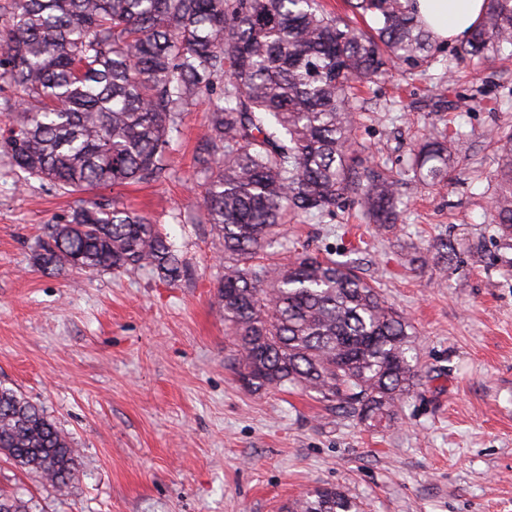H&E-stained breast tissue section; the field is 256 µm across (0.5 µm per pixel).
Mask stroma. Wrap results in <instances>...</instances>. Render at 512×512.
<instances>
[{
	"label": "stroma",
	"mask_w": 512,
	"mask_h": 512,
	"mask_svg": "<svg viewBox=\"0 0 512 512\" xmlns=\"http://www.w3.org/2000/svg\"><path fill=\"white\" fill-rule=\"evenodd\" d=\"M455 48L362 89L354 129L364 157L396 173L453 119L463 135L448 184L403 180L407 210L388 231L354 204L285 227L355 266L415 329L417 386L382 431L312 394L239 380L217 299L224 251L195 174L207 100L182 115L169 179L98 191L158 225L185 270L174 283L148 267L42 270L45 225L79 197L0 152V385L45 410L78 464L60 492L0 456V491L31 512H286L327 486L362 512H512V250L490 214L497 154L485 137L512 132V53L461 60ZM469 95L480 109L448 112ZM439 237L456 247L450 266L413 262Z\"/></svg>",
	"instance_id": "1"
}]
</instances>
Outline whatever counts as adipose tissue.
Listing matches in <instances>:
<instances>
[{
  "mask_svg": "<svg viewBox=\"0 0 512 512\" xmlns=\"http://www.w3.org/2000/svg\"><path fill=\"white\" fill-rule=\"evenodd\" d=\"M414 9L439 43L466 37L478 24L485 0H416Z\"/></svg>",
  "mask_w": 512,
  "mask_h": 512,
  "instance_id": "adipose-tissue-1",
  "label": "adipose tissue"
}]
</instances>
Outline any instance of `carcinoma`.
<instances>
[{
    "mask_svg": "<svg viewBox=\"0 0 512 512\" xmlns=\"http://www.w3.org/2000/svg\"><path fill=\"white\" fill-rule=\"evenodd\" d=\"M413 0H345L342 14L318 0H8L0 85L15 165L65 192L150 183L170 172L181 115L200 96L209 107L195 158L208 221L224 247L217 298L234 368L256 390L291 386L331 414L372 426L395 418L415 385L412 324L346 262L288 245L283 226L356 203L368 223L396 224L398 181L362 159L353 138L357 86L390 64L434 58ZM512 46V0H487L456 49L494 59ZM447 126L414 153L405 175L448 183ZM493 223L512 249V134L497 136ZM268 251L285 264H261ZM446 262L454 248L429 249ZM36 259L49 270L151 267L179 277L171 244L116 199H82L47 225ZM0 453L62 491L76 472L67 437L42 407L0 387ZM0 512H29L0 493ZM287 512H359L335 487Z\"/></svg>",
    "mask_w": 512,
    "mask_h": 512,
    "instance_id": "cac0c4a2",
    "label": "carcinoma"
}]
</instances>
